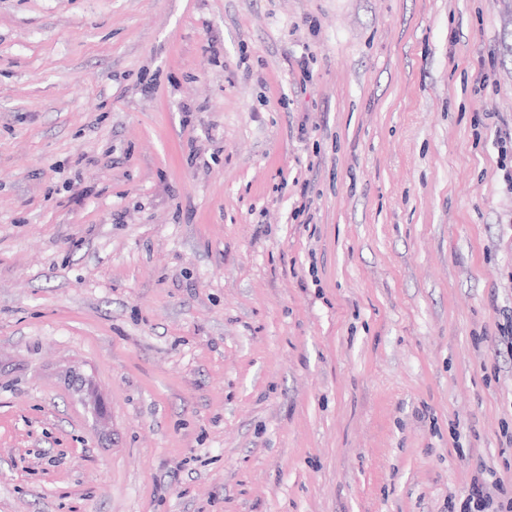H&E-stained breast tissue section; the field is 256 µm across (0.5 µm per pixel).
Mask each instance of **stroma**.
Masks as SVG:
<instances>
[{
	"instance_id": "obj_1",
	"label": "stroma",
	"mask_w": 512,
	"mask_h": 512,
	"mask_svg": "<svg viewBox=\"0 0 512 512\" xmlns=\"http://www.w3.org/2000/svg\"><path fill=\"white\" fill-rule=\"evenodd\" d=\"M503 124L512 0H0V512L512 477Z\"/></svg>"
}]
</instances>
